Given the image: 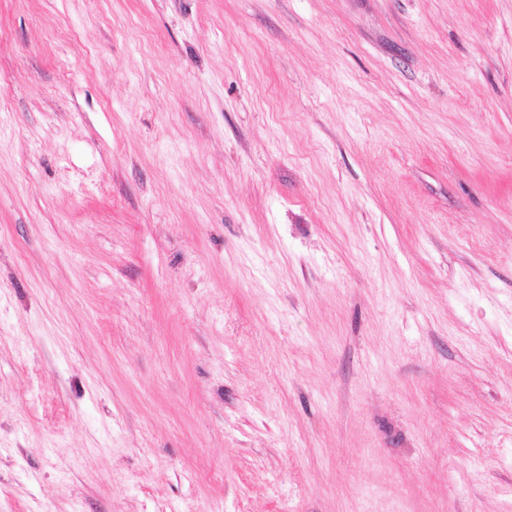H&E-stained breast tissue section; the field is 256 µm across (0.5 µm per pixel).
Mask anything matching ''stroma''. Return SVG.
I'll return each instance as SVG.
<instances>
[{"instance_id": "1", "label": "stroma", "mask_w": 512, "mask_h": 512, "mask_svg": "<svg viewBox=\"0 0 512 512\" xmlns=\"http://www.w3.org/2000/svg\"><path fill=\"white\" fill-rule=\"evenodd\" d=\"M0 512H512V0H0Z\"/></svg>"}]
</instances>
